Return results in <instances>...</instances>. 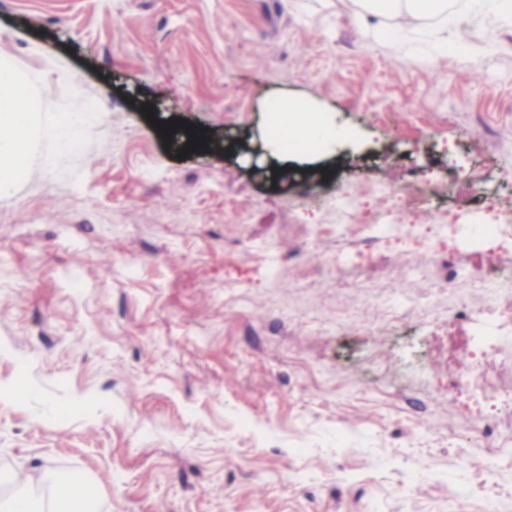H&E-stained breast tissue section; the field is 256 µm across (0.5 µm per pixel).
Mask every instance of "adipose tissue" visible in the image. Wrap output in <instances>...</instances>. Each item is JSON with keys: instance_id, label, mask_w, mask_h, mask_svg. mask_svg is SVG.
<instances>
[{"instance_id": "obj_1", "label": "adipose tissue", "mask_w": 512, "mask_h": 512, "mask_svg": "<svg viewBox=\"0 0 512 512\" xmlns=\"http://www.w3.org/2000/svg\"><path fill=\"white\" fill-rule=\"evenodd\" d=\"M366 10L397 17V30L406 31L427 17L446 18L448 0H361ZM276 128L269 131L268 143L273 153L283 157L302 154L303 145L313 137L330 142L336 138L335 127L316 124L313 109L301 101H279ZM40 127L36 100L28 79L0 59V156L8 155L9 165H0V193L8 191L19 178ZM90 499L79 490L56 485L51 503H43L30 487L14 491L0 501V512H89Z\"/></svg>"}]
</instances>
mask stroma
Returning <instances> with one entry per match:
<instances>
[{
  "mask_svg": "<svg viewBox=\"0 0 512 512\" xmlns=\"http://www.w3.org/2000/svg\"><path fill=\"white\" fill-rule=\"evenodd\" d=\"M389 23L360 0H0V58L42 128L0 195L7 471L75 475L93 512H512V338L487 366L497 415L477 422L450 383L494 333L462 300L508 289L477 275L480 227L512 204V5ZM277 98L349 139L280 178L264 153L178 158L143 113L263 145ZM422 174L441 192L398 209ZM370 223L366 264L348 243ZM447 258L457 285L433 287ZM414 303L359 332L363 311Z\"/></svg>",
  "mask_w": 512,
  "mask_h": 512,
  "instance_id": "1",
  "label": "stroma"
}]
</instances>
